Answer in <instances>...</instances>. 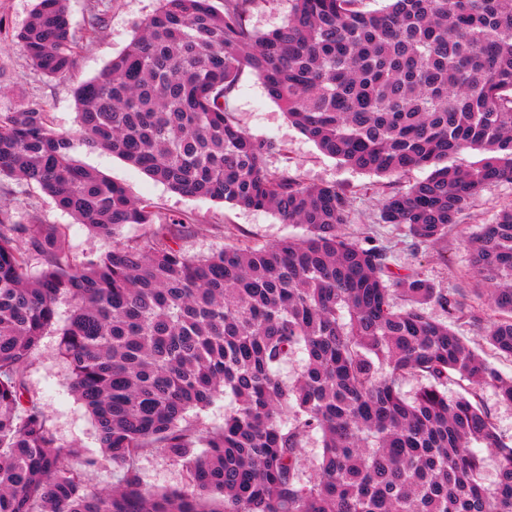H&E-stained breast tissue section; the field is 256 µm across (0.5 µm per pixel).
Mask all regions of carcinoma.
<instances>
[{"instance_id": "cac0c4a2", "label": "carcinoma", "mask_w": 512, "mask_h": 512, "mask_svg": "<svg viewBox=\"0 0 512 512\" xmlns=\"http://www.w3.org/2000/svg\"><path fill=\"white\" fill-rule=\"evenodd\" d=\"M252 2L160 0L77 87V135L186 197L271 210L304 227L299 238L194 257L173 220L117 241L126 224L155 223L153 206L78 164L42 104L0 112V179L37 185L114 239L76 264L57 227L0 212V512H512V442L477 401L493 387L512 405V378L428 313L434 304L484 325L491 350L512 357V205L469 240L490 307L418 272L389 279L382 240L342 233L350 193L270 170L274 144L224 109L248 69L325 155L385 176L429 170L386 195L377 220L432 243L488 185L512 180V0H390L380 11L293 0L263 34ZM17 41L46 77L67 76V0H36ZM468 148L486 157L448 164ZM64 299L58 355L102 458L122 471L106 493L86 480L102 458L58 445L25 383ZM299 351V373L281 378ZM454 378L467 394L448 397ZM407 379L419 381L409 397ZM221 395L222 426L187 418ZM316 435L321 452L308 460ZM150 454L182 466V487L143 484Z\"/></svg>"}]
</instances>
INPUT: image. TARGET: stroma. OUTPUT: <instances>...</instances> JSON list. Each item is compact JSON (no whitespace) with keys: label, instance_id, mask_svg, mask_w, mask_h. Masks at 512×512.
Wrapping results in <instances>:
<instances>
[{"label":"stroma","instance_id":"stroma-1","mask_svg":"<svg viewBox=\"0 0 512 512\" xmlns=\"http://www.w3.org/2000/svg\"><path fill=\"white\" fill-rule=\"evenodd\" d=\"M34 6L35 0H0V112L36 101L49 112L56 131L72 133L79 125L76 87L98 76L126 49L138 32V23L156 12L159 0H68L74 66L66 78L52 80L32 66L15 42ZM224 107L253 138L274 142L276 149L267 158L269 168L300 176L309 184L335 183L348 189L352 195L351 222L344 226V233L360 241L369 236L384 240L392 252L394 274L418 272L440 291L459 290L472 300L481 294L483 285L473 276L468 241L512 203V182L486 187L461 223L450 226L438 241L418 245L402 228L378 223L377 213L384 194L408 187L423 178V171L383 177L352 169L323 154L291 125L261 81L248 72L241 76ZM72 156L77 163L123 185L133 200L151 202L159 221L185 219L188 226L178 244L192 255L219 251L232 237L266 246L304 233L301 225L285 223L270 210L243 209L178 194L124 160L82 142L76 144ZM1 209L18 217L33 214L41 223L59 227L68 253L77 263L103 254L111 245L110 240L76 224L33 184L0 181ZM56 341V335L44 336L35 352L26 377L29 392L45 410L61 445H77L100 455L97 428L71 387L69 371L56 355Z\"/></svg>","mask_w":512,"mask_h":512}]
</instances>
